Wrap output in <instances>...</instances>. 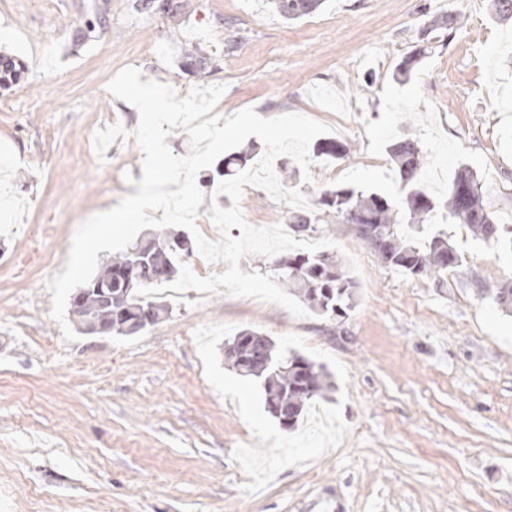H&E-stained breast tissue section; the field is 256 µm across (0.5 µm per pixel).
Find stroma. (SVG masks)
<instances>
[{"label": "stroma", "instance_id": "obj_1", "mask_svg": "<svg viewBox=\"0 0 512 512\" xmlns=\"http://www.w3.org/2000/svg\"><path fill=\"white\" fill-rule=\"evenodd\" d=\"M0 0V512H512V313L485 298L512 254L446 225L462 266L437 287L385 267L343 225L354 254L347 319L247 297L164 292L171 315L136 336L80 334L52 318L50 282L92 216L135 194L143 153L97 129L138 125L106 90L123 67L162 74L179 97L225 85L215 108L310 117L346 143L301 184L398 197L386 152L405 134L443 177L471 165L512 224V27L489 0H325L285 22L267 0ZM458 16L451 31L431 22ZM427 53L409 78L398 66ZM205 58L199 70L196 58ZM253 226L287 204L245 187ZM252 328L324 366L333 387L293 430L231 371L224 341Z\"/></svg>", "mask_w": 512, "mask_h": 512}]
</instances>
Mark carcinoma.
Returning <instances> with one entry per match:
<instances>
[{
  "label": "carcinoma",
  "mask_w": 512,
  "mask_h": 512,
  "mask_svg": "<svg viewBox=\"0 0 512 512\" xmlns=\"http://www.w3.org/2000/svg\"><path fill=\"white\" fill-rule=\"evenodd\" d=\"M272 8L286 20L308 16L321 0H271ZM491 12L498 21L512 19V0H492ZM425 50H413L400 64L401 76L408 78L420 63ZM347 145L325 141L316 154L332 159L345 157ZM388 153L401 184V197L393 200L375 190H359L350 185L321 188L312 209H291L287 224L297 236L325 233L333 229L326 217L336 214L342 224L363 225L360 239L368 243L388 268L412 277H428L443 287L447 274L462 266V256L446 233L436 231L425 240L416 237L420 226L450 221L467 227L473 237L493 242L512 252V225L500 224L484 204L480 181L469 167H461L448 188V198L436 200L422 180L427 157L418 142L408 136L393 140ZM251 148L224 156L216 175L229 177L245 167ZM191 252L184 234H148L133 242L91 281L70 297V315L78 330L89 322L112 325L118 336H135L139 309L152 305L161 321L168 317V303L162 297L139 296L140 286H160L174 281L178 259ZM268 269L277 281L313 313L340 321L355 307L357 285L340 264L335 253L297 252L273 258ZM120 297L111 309L100 303L98 290ZM486 297L504 310H512V284L498 283L486 289ZM224 361L237 375L263 382L267 412L290 430L303 417L311 401L331 389L322 366L286 351L259 331L244 329L224 341Z\"/></svg>",
  "instance_id": "obj_1"
}]
</instances>
